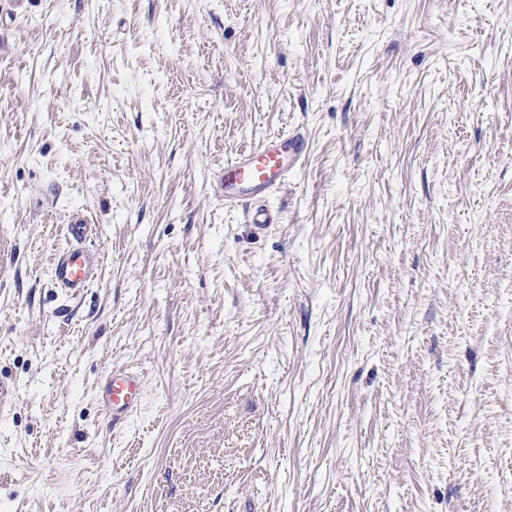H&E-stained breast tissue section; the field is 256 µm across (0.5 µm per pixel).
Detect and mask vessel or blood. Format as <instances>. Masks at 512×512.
I'll return each instance as SVG.
<instances>
[{"label":"vessel or blood","mask_w":512,"mask_h":512,"mask_svg":"<svg viewBox=\"0 0 512 512\" xmlns=\"http://www.w3.org/2000/svg\"><path fill=\"white\" fill-rule=\"evenodd\" d=\"M306 151V137L296 131L271 137L258 148L225 162L220 178L225 203L255 200V207L246 212L247 221L257 230H268L276 218L262 206L261 200L283 183L289 169L299 164ZM88 230L82 216L72 217L67 226L69 243L57 250L51 262L56 285L72 296L84 291L102 261L101 255L88 252L81 245ZM143 398L144 383L133 372L112 373L98 390L103 414L113 426L129 421L141 407Z\"/></svg>","instance_id":"1"}]
</instances>
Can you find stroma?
<instances>
[{
	"mask_svg": "<svg viewBox=\"0 0 512 512\" xmlns=\"http://www.w3.org/2000/svg\"><path fill=\"white\" fill-rule=\"evenodd\" d=\"M0 254V512H512V0H0ZM306 151V137L297 130L273 136L258 148L226 161L220 178L225 203L266 198L283 183L288 169L296 167ZM88 230L89 224L82 216L72 217L67 225L70 243L59 248L51 262L53 280L70 296H78L84 291L102 262L100 254L88 252L79 244ZM143 398L144 383L133 372H113L98 390L101 409L112 428L129 421L141 407Z\"/></svg>",
	"mask_w": 512,
	"mask_h": 512,
	"instance_id": "35a3bbf8",
	"label": "stroma"
}]
</instances>
